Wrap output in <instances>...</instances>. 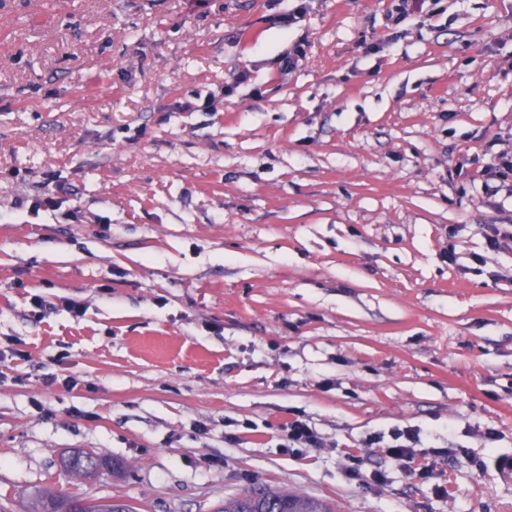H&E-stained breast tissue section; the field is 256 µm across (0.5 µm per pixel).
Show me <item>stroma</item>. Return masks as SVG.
Instances as JSON below:
<instances>
[{
	"label": "stroma",
	"mask_w": 512,
	"mask_h": 512,
	"mask_svg": "<svg viewBox=\"0 0 512 512\" xmlns=\"http://www.w3.org/2000/svg\"><path fill=\"white\" fill-rule=\"evenodd\" d=\"M493 147L512 0H0V507L512 512ZM296 411L322 447L284 448ZM397 427L455 454L361 448ZM219 512H335L324 500L297 492L275 490L263 485L224 501ZM31 512H135L127 504H103L63 491L46 490L39 494Z\"/></svg>",
	"instance_id": "35a3bbf8"
}]
</instances>
